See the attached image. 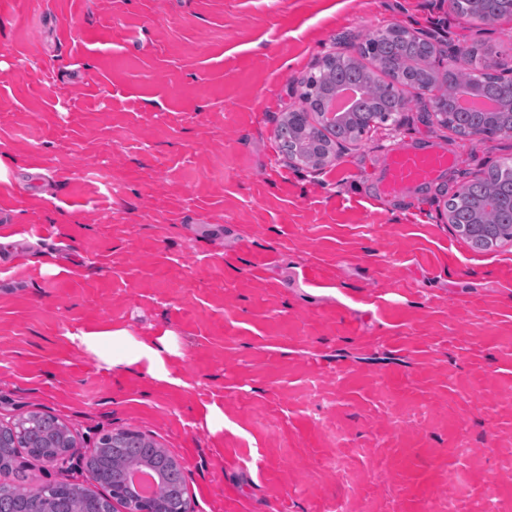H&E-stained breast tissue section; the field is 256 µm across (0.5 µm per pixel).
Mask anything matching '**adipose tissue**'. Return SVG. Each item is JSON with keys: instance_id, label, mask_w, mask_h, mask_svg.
<instances>
[{"instance_id": "1", "label": "adipose tissue", "mask_w": 512, "mask_h": 512, "mask_svg": "<svg viewBox=\"0 0 512 512\" xmlns=\"http://www.w3.org/2000/svg\"><path fill=\"white\" fill-rule=\"evenodd\" d=\"M71 338L89 353L99 368L112 373L147 370L155 381L168 385H182L183 380L169 368L179 347L172 332L155 337H136L127 329L112 328L93 331L80 330Z\"/></svg>"}]
</instances>
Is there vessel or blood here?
<instances>
[{"label":"vessel or blood","mask_w":512,"mask_h":512,"mask_svg":"<svg viewBox=\"0 0 512 512\" xmlns=\"http://www.w3.org/2000/svg\"><path fill=\"white\" fill-rule=\"evenodd\" d=\"M448 165L446 154L431 150L397 147L390 151L383 190L401 192L407 185L432 179Z\"/></svg>","instance_id":"vessel-or-blood-1"}]
</instances>
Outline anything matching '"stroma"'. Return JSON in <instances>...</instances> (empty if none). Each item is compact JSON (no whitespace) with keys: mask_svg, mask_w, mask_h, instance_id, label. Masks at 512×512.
<instances>
[{"mask_svg":"<svg viewBox=\"0 0 512 512\" xmlns=\"http://www.w3.org/2000/svg\"><path fill=\"white\" fill-rule=\"evenodd\" d=\"M390 24L512 67V24L448 0H0V421L54 415L86 483L130 429L183 469L193 512H512V241L443 209L512 156L423 112L321 169L275 136L319 58ZM434 180L382 194L390 149ZM174 333L183 386L114 375L76 329ZM224 410L210 431L206 407Z\"/></svg>","mask_w":512,"mask_h":512,"instance_id":"obj_1","label":"stroma"}]
</instances>
